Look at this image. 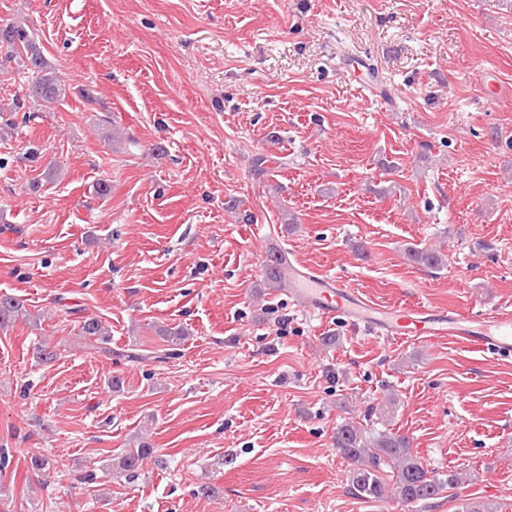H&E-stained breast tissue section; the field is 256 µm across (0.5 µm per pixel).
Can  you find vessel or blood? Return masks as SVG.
<instances>
[{
	"label": "vessel or blood",
	"instance_id": "1",
	"mask_svg": "<svg viewBox=\"0 0 512 512\" xmlns=\"http://www.w3.org/2000/svg\"><path fill=\"white\" fill-rule=\"evenodd\" d=\"M290 293L305 308L323 316H341L365 325L390 339L408 336L431 341L449 339L474 350L502 356L512 354V312L460 313L438 307L410 304L381 307L347 288L341 278L315 272L300 263L288 266Z\"/></svg>",
	"mask_w": 512,
	"mask_h": 512
}]
</instances>
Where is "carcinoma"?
Wrapping results in <instances>:
<instances>
[{
    "label": "carcinoma",
    "instance_id": "cac0c4a2",
    "mask_svg": "<svg viewBox=\"0 0 512 512\" xmlns=\"http://www.w3.org/2000/svg\"><path fill=\"white\" fill-rule=\"evenodd\" d=\"M0 48L6 49L1 65L15 62L17 70L28 71L35 79L28 84L26 97L32 100L53 102L65 89L61 80L48 70L47 63L30 38L28 31L19 24H0ZM406 258L429 269L444 265L440 251L428 247L410 246L405 249ZM286 257L279 251L268 254L264 265L267 283L274 288L285 285ZM26 312L25 301L9 295H0V327ZM82 335L101 341H109L108 330L102 321L87 317L81 327ZM333 444L350 464L349 490L354 496L377 503L394 495L406 504L423 502L430 506L434 501L447 497L463 482V472L448 469L437 472L429 469L413 452L411 441L404 435L388 431H372L363 425L347 421L336 426ZM154 449L146 442L128 450L117 461V467L126 481L135 482L140 476L144 462L151 458ZM507 504L494 506L469 501L458 508V512H504Z\"/></svg>",
    "mask_w": 512,
    "mask_h": 512
}]
</instances>
